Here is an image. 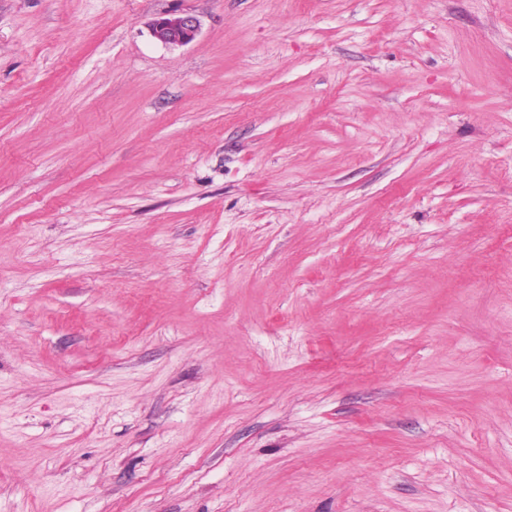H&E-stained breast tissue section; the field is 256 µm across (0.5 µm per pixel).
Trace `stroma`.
Listing matches in <instances>:
<instances>
[{"instance_id": "35a3bbf8", "label": "stroma", "mask_w": 512, "mask_h": 512, "mask_svg": "<svg viewBox=\"0 0 512 512\" xmlns=\"http://www.w3.org/2000/svg\"><path fill=\"white\" fill-rule=\"evenodd\" d=\"M0 512H512V0H0ZM200 20L191 12L166 14L150 25L151 36L167 47H181L191 43L200 31Z\"/></svg>"}]
</instances>
